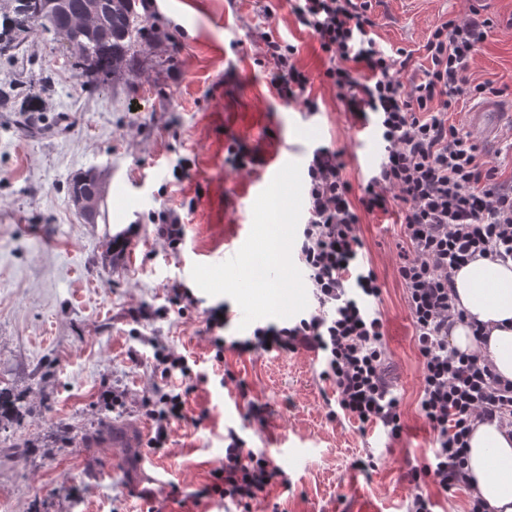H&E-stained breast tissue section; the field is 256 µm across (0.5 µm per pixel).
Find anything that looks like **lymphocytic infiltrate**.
<instances>
[{
    "instance_id": "obj_1",
    "label": "lymphocytic infiltrate",
    "mask_w": 512,
    "mask_h": 512,
    "mask_svg": "<svg viewBox=\"0 0 512 512\" xmlns=\"http://www.w3.org/2000/svg\"><path fill=\"white\" fill-rule=\"evenodd\" d=\"M370 8V0H295V18L317 37L330 62L324 75L346 112L385 145L355 201L340 151L320 146L312 152L299 259L316 309L294 324L259 325L251 336L228 343L222 335L224 308L216 305L205 311V330L218 362L228 348L319 353L320 376L336 393L329 418L379 425L399 437L400 400L387 376L384 322L372 308L381 287L361 259L356 233L360 212L383 211L389 201H399L406 248L397 272L422 359L419 410L435 436L431 458L410 473L416 489L411 512H433L420 487L432 483L448 492L467 486L474 421L494 422L512 433V382L500 380L481 356L448 346L459 316L453 273L478 255L512 260V182L499 181L494 167L480 163L469 135L448 121L458 103L500 93L491 81L473 84L466 77L490 20L474 8L467 17L440 24L423 47L425 65L412 70L411 52L376 40ZM261 38L264 58L275 64L278 95L316 111L307 94L310 79L293 62L296 47L271 32ZM145 343L166 380L140 404L152 425L147 446L156 451L165 447L173 425L187 420L186 400L198 383L184 356L166 351L156 339ZM226 439L224 461L212 471L205 493L250 512L272 481L284 484L288 476L268 454L247 449L235 431Z\"/></svg>"
}]
</instances>
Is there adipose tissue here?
Here are the masks:
<instances>
[{
	"instance_id": "1",
	"label": "adipose tissue",
	"mask_w": 512,
	"mask_h": 512,
	"mask_svg": "<svg viewBox=\"0 0 512 512\" xmlns=\"http://www.w3.org/2000/svg\"><path fill=\"white\" fill-rule=\"evenodd\" d=\"M453 282L455 306L464 317L450 331V347L485 357L500 379L512 381V261L473 259L455 271ZM466 467L469 488L486 512H512V435L476 423Z\"/></svg>"
}]
</instances>
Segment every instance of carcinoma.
<instances>
[{
	"instance_id": "cac0c4a2",
	"label": "carcinoma",
	"mask_w": 512,
	"mask_h": 512,
	"mask_svg": "<svg viewBox=\"0 0 512 512\" xmlns=\"http://www.w3.org/2000/svg\"><path fill=\"white\" fill-rule=\"evenodd\" d=\"M37 0H0V20L5 33L0 42L13 30H28L39 22L36 17ZM91 30L77 31L70 26L73 16L81 13L87 0H62V9L53 19L56 39L62 45H71L77 64L103 77L114 79L132 73L131 51L150 20L139 12L141 0H98ZM18 399L11 389L0 387V429L4 420L19 417Z\"/></svg>"
}]
</instances>
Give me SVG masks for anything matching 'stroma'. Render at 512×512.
Instances as JSON below:
<instances>
[{
    "instance_id": "1",
    "label": "stroma",
    "mask_w": 512,
    "mask_h": 512,
    "mask_svg": "<svg viewBox=\"0 0 512 512\" xmlns=\"http://www.w3.org/2000/svg\"><path fill=\"white\" fill-rule=\"evenodd\" d=\"M271 13H264V5ZM374 34L384 47L423 61L431 32L478 8L491 21L472 60V82L492 80L512 100V0H371ZM292 0H153L152 27L136 47L135 76L93 81L65 64L52 31H13L0 53V387L18 394L22 427L0 442V507L9 512H238L203 497L211 471L224 460V436L263 449L288 476L272 483L252 512H406L408 470L432 455L434 433L419 412L421 359L406 290L398 277L403 228L398 208L362 214L363 258L381 286L377 309L389 377L400 398V437L382 428L327 416L333 386L319 376L312 351H225L215 362L204 308L229 310L226 338L248 337L267 323L307 316L316 302L298 243L307 215L306 163L329 145L342 151L353 196L378 166L384 144L353 126L323 75L327 60L316 37L299 27ZM274 28L298 49L318 112L287 105L261 58V32ZM243 148L254 164L227 161ZM272 149L287 156L277 181L261 161ZM103 173L105 220L86 223L68 188L80 172ZM279 199L284 219L270 228ZM178 213L186 226L178 251L154 235L153 216ZM288 239L283 287L271 304L262 288L270 273L252 266L270 234ZM125 235L114 256L106 244ZM181 282L201 299L178 313L170 288ZM145 306L152 315L132 319ZM154 337L205 375L187 402L189 421L175 425L166 448L146 446L151 424L139 405L160 371L151 355L132 361L142 337ZM125 395L105 409L100 392ZM265 406V422L248 419ZM208 412L201 425L192 416ZM115 429L132 443L115 453ZM161 470L151 503L133 494L145 483L143 458Z\"/></svg>"
}]
</instances>
